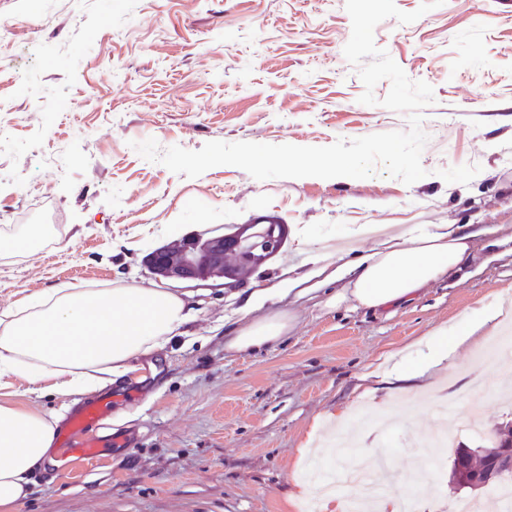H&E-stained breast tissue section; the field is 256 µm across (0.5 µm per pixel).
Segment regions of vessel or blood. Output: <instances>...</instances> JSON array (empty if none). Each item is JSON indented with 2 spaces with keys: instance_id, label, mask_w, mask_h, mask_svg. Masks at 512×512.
I'll return each instance as SVG.
<instances>
[{
  "instance_id": "vessel-or-blood-1",
  "label": "vessel or blood",
  "mask_w": 512,
  "mask_h": 512,
  "mask_svg": "<svg viewBox=\"0 0 512 512\" xmlns=\"http://www.w3.org/2000/svg\"><path fill=\"white\" fill-rule=\"evenodd\" d=\"M110 396L104 395L80 404L69 417L59 434L72 465H80L103 456L106 447L93 437V430L104 419L110 407Z\"/></svg>"
}]
</instances>
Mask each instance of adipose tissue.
<instances>
[{"instance_id":"ef3b65f1","label":"adipose tissue","mask_w":512,"mask_h":512,"mask_svg":"<svg viewBox=\"0 0 512 512\" xmlns=\"http://www.w3.org/2000/svg\"><path fill=\"white\" fill-rule=\"evenodd\" d=\"M472 239L454 224H415L406 236L375 241L366 253L344 262L330 252L315 255L312 268L288 278L287 285L303 298L344 278L346 288L328 295L325 307L384 308L458 269L472 251ZM276 294L273 288L249 294L224 341L227 350H254L289 335L296 320L290 310L254 314ZM192 314L182 293L121 281L109 288H54L26 296L0 311V378L46 381L60 394L103 387L124 375L132 358L162 347ZM483 326L478 320L461 331L435 328L437 343L425 363H395L389 378L419 379L447 366ZM55 427V417L0 403V448L6 451L0 458V512H11L26 496L35 468L53 449Z\"/></svg>"}]
</instances>
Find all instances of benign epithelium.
I'll return each mask as SVG.
<instances>
[{
    "label": "benign epithelium",
    "mask_w": 512,
    "mask_h": 512,
    "mask_svg": "<svg viewBox=\"0 0 512 512\" xmlns=\"http://www.w3.org/2000/svg\"><path fill=\"white\" fill-rule=\"evenodd\" d=\"M285 233L275 224H240L230 234L196 235L185 238L178 247L165 245L146 257V267L151 274L177 282L208 281L224 276V257L236 256L235 267L249 264L255 253L267 258L275 256L283 246ZM233 279V276L226 277ZM502 447L483 459L480 473L471 475L473 481L462 482L465 487L475 488L479 483L497 479L501 472L512 468V435L500 439Z\"/></svg>",
    "instance_id": "1"
}]
</instances>
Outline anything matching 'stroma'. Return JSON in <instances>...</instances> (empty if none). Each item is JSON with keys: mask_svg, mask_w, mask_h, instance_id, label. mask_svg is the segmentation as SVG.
<instances>
[{"mask_svg": "<svg viewBox=\"0 0 512 512\" xmlns=\"http://www.w3.org/2000/svg\"><path fill=\"white\" fill-rule=\"evenodd\" d=\"M345 0H0V310L58 287L122 279L166 287L144 264L184 235L221 232L260 216L287 224L283 250L244 285L202 286L180 335L130 360L112 383L124 437L76 472L35 471L12 512H302L304 475L329 424L355 410L390 412L363 451L385 460L398 491L423 458L417 442L438 408L472 388L486 326L434 384L396 381L373 392L363 374L405 358L422 363L441 325L464 328L500 296L512 298V0H446L411 24L374 30L411 80L434 89L423 110L429 140L413 184L376 169L365 179L257 180L231 165L196 178L141 157L134 143L200 149L210 141L325 147L405 131L406 114L360 103L365 87L343 54ZM414 224H457L472 256L412 299L378 310L324 308L323 295L274 297L265 309L298 317L287 339L229 352L248 289L278 288L303 257L293 240L358 254L359 226L400 234ZM36 235L31 252L15 239ZM78 395L32 394L0 378V402L51 414ZM452 456L431 469L435 512L486 503L448 484Z\"/></svg>", "mask_w": 512, "mask_h": 512, "instance_id": "1", "label": "stroma"}]
</instances>
